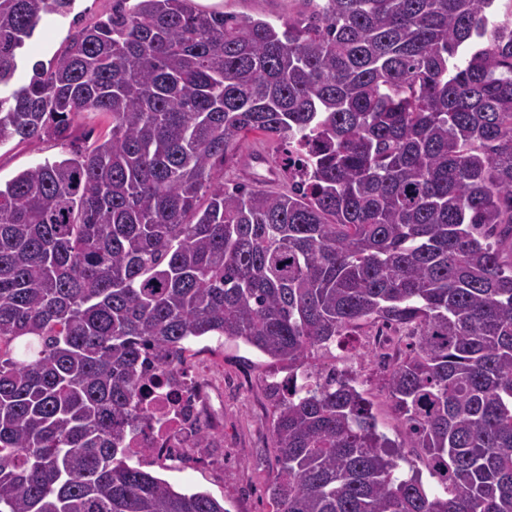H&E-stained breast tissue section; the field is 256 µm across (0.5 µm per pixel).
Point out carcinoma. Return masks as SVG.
<instances>
[{
    "instance_id": "cac0c4a2",
    "label": "carcinoma",
    "mask_w": 512,
    "mask_h": 512,
    "mask_svg": "<svg viewBox=\"0 0 512 512\" xmlns=\"http://www.w3.org/2000/svg\"><path fill=\"white\" fill-rule=\"evenodd\" d=\"M506 1L305 0L275 23L112 0L15 87L75 0H0V146H70L0 184V512H228L123 447L147 359L205 336L288 369L273 512H512ZM250 132L307 155L290 191L224 182ZM376 323L396 439L313 364Z\"/></svg>"
}]
</instances>
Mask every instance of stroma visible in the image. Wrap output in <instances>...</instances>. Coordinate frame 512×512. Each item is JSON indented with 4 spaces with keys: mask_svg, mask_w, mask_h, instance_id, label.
I'll use <instances>...</instances> for the list:
<instances>
[{
    "mask_svg": "<svg viewBox=\"0 0 512 512\" xmlns=\"http://www.w3.org/2000/svg\"><path fill=\"white\" fill-rule=\"evenodd\" d=\"M208 9L264 18L273 22L295 17L306 9L304 0H196ZM112 6V0H75L65 17L44 18L22 50L23 61L15 84L28 80L35 62L50 63L75 29L93 24ZM243 153L261 152L280 162L276 177H269L266 166L248 169L251 177L264 179L268 190L286 192L294 182L282 161L286 146L258 133L242 142ZM67 153L66 145L48 140L36 145L7 143L0 147V181L44 159H58ZM369 328L356 330L341 345L319 353L318 368L331 367L354 376L361 390L374 404L378 427L396 437L400 427L391 414L383 388L384 370L376 349L368 343ZM189 364L208 370L211 404L224 415V445L208 448L205 463L191 467L176 462L159 464L139 457L141 469L165 480L181 492H205L224 504L227 512H270L265 487L276 474L271 438V413L267 399L270 382L283 380L285 370L244 344L214 336L193 341L185 353Z\"/></svg>",
    "mask_w": 512,
    "mask_h": 512,
    "instance_id": "obj_1",
    "label": "stroma"
}]
</instances>
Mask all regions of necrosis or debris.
<instances>
[{
  "label": "necrosis or debris",
  "mask_w": 512,
  "mask_h": 512,
  "mask_svg": "<svg viewBox=\"0 0 512 512\" xmlns=\"http://www.w3.org/2000/svg\"><path fill=\"white\" fill-rule=\"evenodd\" d=\"M141 400L147 416L125 440L126 447L138 457L148 456L161 463L177 458L202 461L200 436L224 427L223 420L208 409L207 379L183 361L150 371L141 383Z\"/></svg>",
  "instance_id": "1"
}]
</instances>
